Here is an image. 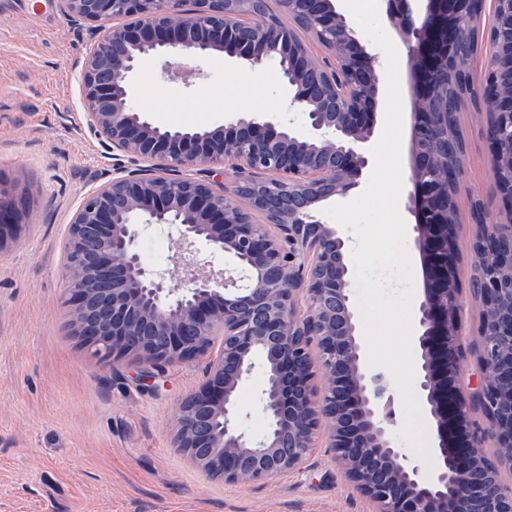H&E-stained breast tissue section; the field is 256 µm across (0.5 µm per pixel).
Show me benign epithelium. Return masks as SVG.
Here are the masks:
<instances>
[{
  "label": "benign epithelium",
  "instance_id": "7a95c632",
  "mask_svg": "<svg viewBox=\"0 0 512 512\" xmlns=\"http://www.w3.org/2000/svg\"><path fill=\"white\" fill-rule=\"evenodd\" d=\"M61 2L96 27L82 64L89 131L130 163L84 198L69 225L63 305L71 335L104 360L136 363L147 377L208 354L223 337L209 380L178 408L173 445L228 484L299 469L324 419L328 447L375 512H512V488L499 477L501 467L512 468L511 253L480 268L473 291L484 306L475 349L482 377L468 394L458 386L462 286L452 213L464 170L439 90L456 76L455 44L473 0H382L409 56L406 208L425 269L416 307L419 387L436 426L428 472L394 440L389 377L363 359L345 241L319 217L323 202L358 186L382 91L376 58L353 36L337 0H278L329 52L322 59L266 0ZM483 35L489 52L479 95L500 132L488 146L503 211L489 224L473 202L482 225L475 253L512 239V0H494ZM223 54L278 62L288 109L303 124L241 113L225 125L169 129L132 105V76L144 60L166 56L165 76L187 84L196 75L191 61ZM194 169L203 177L181 175ZM226 169L237 177L238 204L224 187ZM253 213L270 224L245 218ZM140 220L177 228L182 287H165L143 264ZM15 224L0 189V238ZM198 243L233 256L246 284L201 262ZM258 361L268 427L254 439L238 421L237 397ZM473 403L488 418L494 460L471 423Z\"/></svg>",
  "mask_w": 512,
  "mask_h": 512
}]
</instances>
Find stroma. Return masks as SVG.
<instances>
[{
  "label": "stroma",
  "mask_w": 512,
  "mask_h": 512,
  "mask_svg": "<svg viewBox=\"0 0 512 512\" xmlns=\"http://www.w3.org/2000/svg\"><path fill=\"white\" fill-rule=\"evenodd\" d=\"M94 38L89 22L59 0H0V186L17 210V229L0 245V512H372L344 476L325 434L301 468L272 479L227 484L207 476L172 443L179 404L209 379L210 356L169 366L146 379L131 361L98 362L69 334L62 304L63 244L83 197L111 181L112 152L90 133L80 70ZM144 61L132 103L161 126L224 123L240 112L283 110L288 92L278 65L222 56L197 59L191 84L162 77ZM466 150L457 200L458 278L473 275L479 225L470 200L497 219L482 109L457 115ZM147 268L178 286L179 237L163 224L138 227ZM483 307L464 293L461 380H476L471 352ZM255 369L237 402L240 423L261 437L266 422Z\"/></svg>",
  "instance_id": "35a3bbf8"
}]
</instances>
